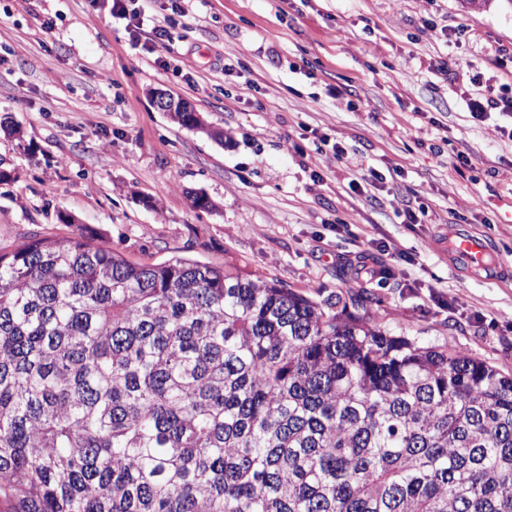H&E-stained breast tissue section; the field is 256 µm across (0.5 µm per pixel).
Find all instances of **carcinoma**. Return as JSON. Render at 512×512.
<instances>
[{
    "instance_id": "cac0c4a2",
    "label": "carcinoma",
    "mask_w": 512,
    "mask_h": 512,
    "mask_svg": "<svg viewBox=\"0 0 512 512\" xmlns=\"http://www.w3.org/2000/svg\"><path fill=\"white\" fill-rule=\"evenodd\" d=\"M356 298L84 239L0 254L11 512H512V376Z\"/></svg>"
}]
</instances>
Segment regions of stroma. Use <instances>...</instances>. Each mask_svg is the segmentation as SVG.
<instances>
[{
	"label": "stroma",
	"instance_id": "stroma-1",
	"mask_svg": "<svg viewBox=\"0 0 512 512\" xmlns=\"http://www.w3.org/2000/svg\"><path fill=\"white\" fill-rule=\"evenodd\" d=\"M111 8L0 0V121L21 130H0L17 173L0 185L1 252L93 235L137 263L193 257L318 302L364 294L386 334L512 375V113L466 106L512 87L493 61L512 48V0H142L166 51ZM155 91L223 140L172 122ZM370 167L382 183L360 184ZM413 202L426 213L408 224ZM454 231L484 238L492 265L457 262Z\"/></svg>",
	"mask_w": 512,
	"mask_h": 512
}]
</instances>
